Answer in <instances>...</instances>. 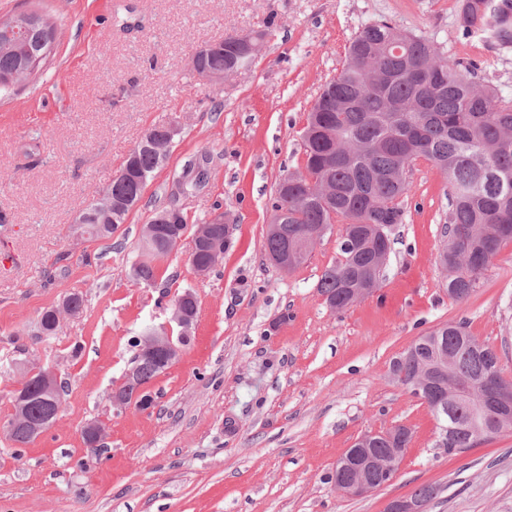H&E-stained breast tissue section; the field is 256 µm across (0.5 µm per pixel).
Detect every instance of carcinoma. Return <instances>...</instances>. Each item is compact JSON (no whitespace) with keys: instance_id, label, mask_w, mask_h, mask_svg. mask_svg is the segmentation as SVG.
I'll return each instance as SVG.
<instances>
[{"instance_id":"1","label":"carcinoma","mask_w":512,"mask_h":512,"mask_svg":"<svg viewBox=\"0 0 512 512\" xmlns=\"http://www.w3.org/2000/svg\"><path fill=\"white\" fill-rule=\"evenodd\" d=\"M17 17L38 24L40 35L27 38L39 62H31L15 41V33L0 27V91L9 92L15 83L4 77L27 70L31 79L54 56L61 37L57 21L37 11H21L0 18L6 23ZM457 18L467 33H481L502 48L512 47V0H457ZM252 60L238 52L237 40L209 43L202 65L217 71L250 65ZM477 66L460 67L443 58L423 36L406 33L386 20L370 23L353 38L346 63L339 74L324 85L308 115L314 134L302 139L305 173L288 175V192L275 191L271 214H282L288 233L301 235L305 228L343 221L355 224H384L382 250L392 251V228L402 223L399 199L409 184L406 168L425 159L448 184L449 210L442 247V264L448 266V296L464 302L475 292L479 277L501 248L512 243V105L499 99L494 89L473 80ZM150 148L136 145L129 154L131 176L114 180L107 192L124 201L112 214L110 228L90 203L81 212L83 233L110 238L125 223L130 210L141 199L151 175L166 160ZM328 179L336 194L322 198L312 184ZM155 241L142 243L143 259L132 269L138 283L156 279L158 263L172 251L171 225H161ZM340 258L327 267L316 288L324 297H335L341 289L360 280L381 281L375 248L356 251L339 242ZM54 308L45 309L38 320L37 335L55 331ZM448 349V377L477 387L494 378L504 385L512 382L501 375L500 357L490 353L492 345L479 341L466 324L448 322L436 329ZM435 344L420 341L394 358L395 381L409 389L422 362ZM131 366L141 382L148 384L168 365L160 358L135 353ZM27 406L28 418L36 423L46 410L62 403L63 389L45 394L38 390V376ZM499 413L486 404L473 409L459 403L448 410V454L474 448L472 427L490 424Z\"/></svg>"}]
</instances>
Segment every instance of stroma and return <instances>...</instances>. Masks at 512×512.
I'll list each match as a JSON object with an SVG mask.
<instances>
[{"label": "stroma", "instance_id": "1", "mask_svg": "<svg viewBox=\"0 0 512 512\" xmlns=\"http://www.w3.org/2000/svg\"><path fill=\"white\" fill-rule=\"evenodd\" d=\"M30 9L51 14L62 37L41 75L0 93V512H384L424 484L438 490L428 512H512V431L449 454L430 409L390 375L418 336L461 320L512 379V243L466 302L450 298L439 264L448 186L420 160L380 286L345 311L316 288L340 257L343 223L289 273L264 248L276 186L303 172L309 112L362 27L386 20L477 63L476 81L507 102L512 48L463 34L456 0H0L2 17ZM270 19L254 64L222 89L193 75L197 45ZM176 119L183 130L125 224L106 240L74 235L143 131ZM202 155L206 184L177 203L193 224L223 212L230 248L200 276L182 241L153 284L133 282L144 224ZM187 289L198 299L191 340L149 383L152 407L113 406L132 340L171 328ZM71 291L84 295L82 314L35 335L40 313ZM26 358L55 369L65 395L51 429L18 450L4 426ZM90 423L106 429L102 453L83 442ZM396 424L412 438L393 481L339 494L337 457Z\"/></svg>", "mask_w": 512, "mask_h": 512}]
</instances>
